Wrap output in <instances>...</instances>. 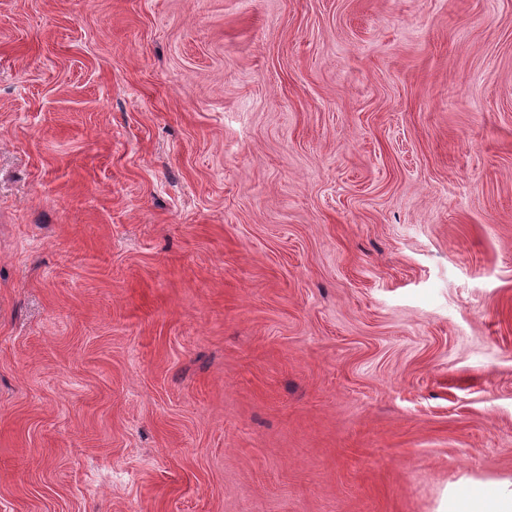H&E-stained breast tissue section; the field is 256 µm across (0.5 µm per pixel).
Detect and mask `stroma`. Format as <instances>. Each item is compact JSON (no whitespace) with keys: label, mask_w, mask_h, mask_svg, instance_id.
<instances>
[{"label":"stroma","mask_w":512,"mask_h":512,"mask_svg":"<svg viewBox=\"0 0 512 512\" xmlns=\"http://www.w3.org/2000/svg\"><path fill=\"white\" fill-rule=\"evenodd\" d=\"M505 480L512 0H0V512Z\"/></svg>","instance_id":"stroma-1"}]
</instances>
